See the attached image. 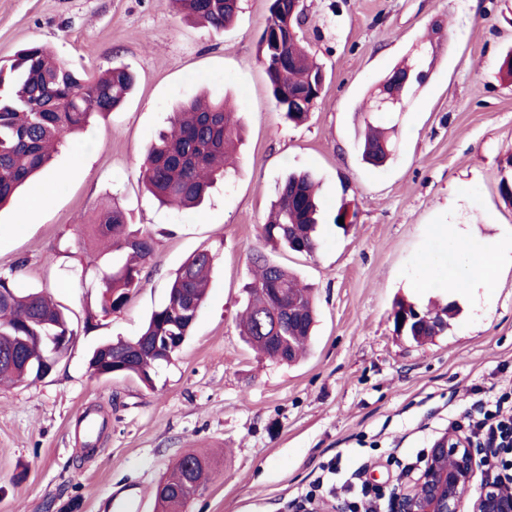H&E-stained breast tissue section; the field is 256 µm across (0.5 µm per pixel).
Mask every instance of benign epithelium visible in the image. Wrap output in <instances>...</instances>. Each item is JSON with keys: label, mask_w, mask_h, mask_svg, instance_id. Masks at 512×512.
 <instances>
[{"label": "benign epithelium", "mask_w": 512, "mask_h": 512, "mask_svg": "<svg viewBox=\"0 0 512 512\" xmlns=\"http://www.w3.org/2000/svg\"><path fill=\"white\" fill-rule=\"evenodd\" d=\"M476 444L457 429L438 436L410 488L395 494L398 512H512V488L486 481L470 494Z\"/></svg>", "instance_id": "7a95c632"}]
</instances>
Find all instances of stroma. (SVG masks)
I'll use <instances>...</instances> for the list:
<instances>
[{"label":"stroma","mask_w":512,"mask_h":512,"mask_svg":"<svg viewBox=\"0 0 512 512\" xmlns=\"http://www.w3.org/2000/svg\"><path fill=\"white\" fill-rule=\"evenodd\" d=\"M269 0H241L214 32L162 0H0V62L33 42L79 73L125 65L137 88L65 147L35 190L0 209V275L42 289L78 334L53 372L0 384V512H106L132 495L157 512L155 488L184 453L207 456L212 477L186 512H294L336 462L369 461L384 491L407 487L405 466L478 399L512 385V267L486 296L416 288L423 269L454 264L448 234L512 240V202L499 190L512 153V82L498 72L512 49V0H304L303 36L326 80L309 120L285 119L258 61ZM434 63L411 111L398 117L390 161L361 159L357 107L414 46ZM206 93L234 103L243 127L238 172L198 208L159 205L137 167L179 105ZM313 172L324 213L311 256L266 246L261 228L282 178ZM120 206L155 257L126 308L84 321L98 293L90 224ZM356 214L337 227L339 208ZM214 257L192 333L153 386L94 375L101 343L136 336L169 279L195 251ZM263 254L312 285L316 333L299 362L258 354L237 315ZM88 263L86 279L71 269ZM454 303L445 335L418 345L394 330L395 300ZM94 415L100 427L84 432Z\"/></svg>","instance_id":"stroma-1"}]
</instances>
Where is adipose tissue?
Instances as JSON below:
<instances>
[{
	"label": "adipose tissue",
	"mask_w": 512,
	"mask_h": 512,
	"mask_svg": "<svg viewBox=\"0 0 512 512\" xmlns=\"http://www.w3.org/2000/svg\"><path fill=\"white\" fill-rule=\"evenodd\" d=\"M512 262V240L470 243L461 253L457 272L449 278L452 288H474L490 293L496 286L497 270Z\"/></svg>",
	"instance_id": "ef3b65f1"
}]
</instances>
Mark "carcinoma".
Returning a JSON list of instances; mask_svg holds the SVG:
<instances>
[{"label": "carcinoma", "mask_w": 512, "mask_h": 512, "mask_svg": "<svg viewBox=\"0 0 512 512\" xmlns=\"http://www.w3.org/2000/svg\"><path fill=\"white\" fill-rule=\"evenodd\" d=\"M190 19L218 31L240 12V0H164ZM295 24L288 32V0H270L269 15L260 38L263 65L276 107L301 125L321 98L325 80ZM424 76L403 62L370 94L360 111L369 114L360 144L362 160L383 166L395 151L391 132L380 124L392 112H407ZM135 76L114 66L103 77H84L57 61L49 47L32 43L0 65V208L15 201L18 190L34 185V177L49 166L68 135L84 129L97 115L121 107L134 89ZM237 112L222 100H196L173 113L138 167V178L158 202L192 208L202 203L214 183L230 176L226 162L240 138ZM512 156L503 162L499 189L512 202ZM316 182L307 172H292L278 185L268 220L262 226L265 241L295 253H316L320 247V204ZM97 231L112 241L119 259L101 271L97 307L85 324L112 311H122L140 288L142 272L153 260L155 247L148 235L129 230L128 215L119 206L99 218ZM258 273L246 287L241 334L256 350L279 361L293 362L312 336L317 311L311 289L300 285L287 269L256 255ZM213 255L191 254L173 273L167 300L153 310L141 332L100 347L90 360L97 375L137 377L148 384L163 364L156 345L172 336H189L195 312L203 306ZM422 315L416 322L399 323L403 313ZM457 310L454 305L419 308L398 301L392 309L397 333L416 344L447 333ZM19 336L28 337L21 343ZM59 336H76L69 315L50 296L36 289L21 291L0 275V380L41 378V359L54 349L62 357L69 345ZM209 463L194 452L183 455L156 489L161 512H184L188 501L207 480Z\"/></svg>", "instance_id": "cac0c4a2"}]
</instances>
